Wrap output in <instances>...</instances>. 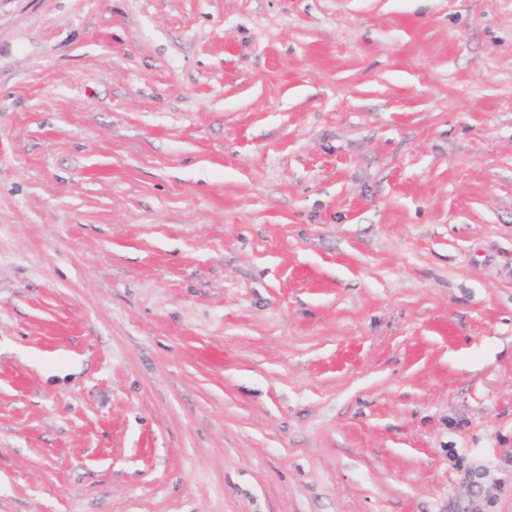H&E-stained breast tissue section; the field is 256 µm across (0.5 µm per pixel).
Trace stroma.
<instances>
[{"label":"stroma","instance_id":"obj_1","mask_svg":"<svg viewBox=\"0 0 512 512\" xmlns=\"http://www.w3.org/2000/svg\"><path fill=\"white\" fill-rule=\"evenodd\" d=\"M0 512H512V0H0Z\"/></svg>","mask_w":512,"mask_h":512}]
</instances>
